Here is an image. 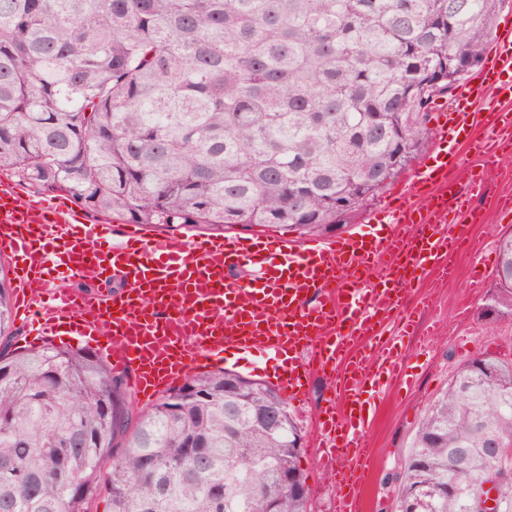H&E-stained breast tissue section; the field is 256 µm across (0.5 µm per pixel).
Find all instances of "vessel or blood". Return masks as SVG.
<instances>
[{
  "label": "vessel or blood",
  "instance_id": "vessel-or-blood-1",
  "mask_svg": "<svg viewBox=\"0 0 512 512\" xmlns=\"http://www.w3.org/2000/svg\"><path fill=\"white\" fill-rule=\"evenodd\" d=\"M486 125L491 133L480 134ZM435 137L431 163L371 217L390 232L299 247L259 236L191 241L177 231L146 238L127 230L116 242L110 225L86 223L52 201L19 202L1 184L0 253L13 262L19 310L36 317L42 338L65 330L94 344L114 368L131 370L146 396L223 362L230 349L280 358L278 385L293 403L304 400L311 370H320L337 403L318 420L319 463L336 480L335 512H358L372 463L373 417L363 396L405 376L379 328L391 321L400 335H415V316L430 300L408 306L413 283L430 266L450 271L469 242L463 224L484 221L474 205L483 172L471 173L467 191L457 188L452 161L461 142L487 163L512 148L511 29L476 83L457 93ZM413 196L422 205L410 204ZM243 265L255 269L253 278L232 276ZM85 272L120 278L125 287L103 295L60 286Z\"/></svg>",
  "mask_w": 512,
  "mask_h": 512
}]
</instances>
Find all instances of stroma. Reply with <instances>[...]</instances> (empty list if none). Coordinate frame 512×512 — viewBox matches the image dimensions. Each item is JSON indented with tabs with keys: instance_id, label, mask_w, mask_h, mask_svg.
I'll return each mask as SVG.
<instances>
[{
	"instance_id": "stroma-1",
	"label": "stroma",
	"mask_w": 512,
	"mask_h": 512,
	"mask_svg": "<svg viewBox=\"0 0 512 512\" xmlns=\"http://www.w3.org/2000/svg\"><path fill=\"white\" fill-rule=\"evenodd\" d=\"M435 150V139H428L406 169L349 218L347 233L361 232L371 214L403 190ZM511 195L512 157L490 165L485 191L478 200L486 221L471 228L475 239L484 243L485 253L493 262L498 259L500 237L512 233V222L503 221L497 204ZM473 262L471 253L462 252L455 259L457 276L454 280L439 284L428 278L413 291L414 296L428 293L435 300L434 309L426 314L436 326L435 336L423 350L416 347L414 339H403L400 347L412 386L393 388L375 396L372 402L375 419L369 440L374 463L360 512H394L398 475L418 423L429 404L447 387L460 362L485 351L512 361V315L486 314L485 299L495 291L496 281L489 272L480 287H472L469 274ZM330 398L327 379L314 370L310 373L305 404L291 409L302 435L300 467L308 487L310 512H330L331 500L336 494L334 485L316 468L317 446L312 428L314 414L327 407Z\"/></svg>"
}]
</instances>
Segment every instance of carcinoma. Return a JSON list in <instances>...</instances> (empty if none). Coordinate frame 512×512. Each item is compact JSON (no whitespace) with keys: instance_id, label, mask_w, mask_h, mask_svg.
<instances>
[{"instance_id":"1","label":"carcinoma","mask_w":512,"mask_h":512,"mask_svg":"<svg viewBox=\"0 0 512 512\" xmlns=\"http://www.w3.org/2000/svg\"><path fill=\"white\" fill-rule=\"evenodd\" d=\"M509 0H0V172L158 231L322 237L423 147L448 53L481 58ZM493 299L512 314V235ZM0 278V512H309L299 428L218 369L134 415L97 355L21 352ZM512 446V363L459 364L402 472L420 512H474ZM468 450L462 471L454 451Z\"/></svg>"}]
</instances>
